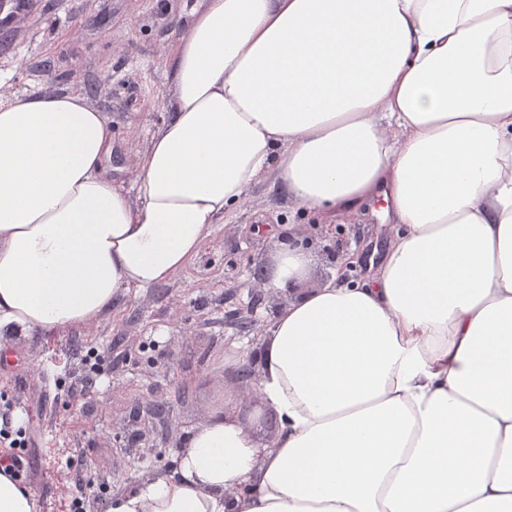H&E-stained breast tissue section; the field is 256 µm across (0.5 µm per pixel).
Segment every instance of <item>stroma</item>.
Listing matches in <instances>:
<instances>
[{"label": "stroma", "mask_w": 512, "mask_h": 512, "mask_svg": "<svg viewBox=\"0 0 512 512\" xmlns=\"http://www.w3.org/2000/svg\"><path fill=\"white\" fill-rule=\"evenodd\" d=\"M0 22V84L25 95L82 93L104 112L111 155L104 173L129 169L169 117L174 43L199 0H30ZM262 176L245 202L220 218L199 254L170 282L129 296L86 330L0 338V424L28 429L23 484L37 512H106L113 493L174 467V455L205 421L232 412V359L258 351L275 316L328 283L341 261L350 281L367 273L392 226L369 214L325 230L320 216ZM309 241L307 275L286 288L257 287L284 236ZM255 308L241 332L232 313ZM96 349V363L85 360ZM162 403L150 414L146 405Z\"/></svg>", "instance_id": "1"}]
</instances>
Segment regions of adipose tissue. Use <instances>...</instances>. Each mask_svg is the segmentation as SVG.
Masks as SVG:
<instances>
[{"instance_id":"adipose-tissue-1","label":"adipose tissue","mask_w":512,"mask_h":512,"mask_svg":"<svg viewBox=\"0 0 512 512\" xmlns=\"http://www.w3.org/2000/svg\"><path fill=\"white\" fill-rule=\"evenodd\" d=\"M168 105L127 188L84 95L0 88V331L168 282L268 172L328 224L382 199L392 233L269 327L271 443L211 419L107 512H512V0H202ZM307 264L281 241L268 286Z\"/></svg>"}]
</instances>
